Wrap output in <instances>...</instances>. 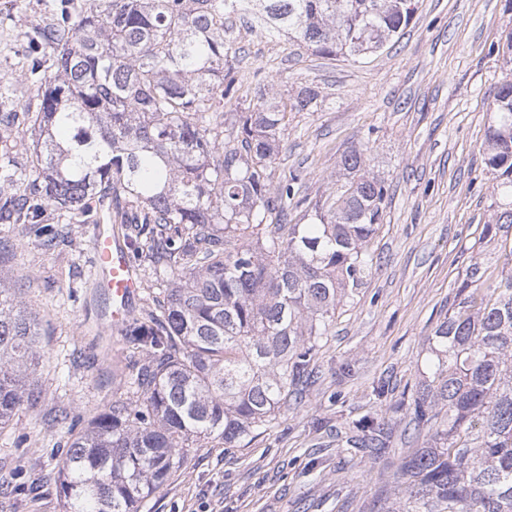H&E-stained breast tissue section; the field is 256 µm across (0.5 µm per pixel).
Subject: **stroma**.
Wrapping results in <instances>:
<instances>
[{
    "instance_id": "stroma-1",
    "label": "stroma",
    "mask_w": 512,
    "mask_h": 512,
    "mask_svg": "<svg viewBox=\"0 0 512 512\" xmlns=\"http://www.w3.org/2000/svg\"><path fill=\"white\" fill-rule=\"evenodd\" d=\"M41 0H0V75L18 77V35ZM512 30V0H418L400 39L353 61L270 39L243 20L226 34L237 51L239 100L295 93L312 85L321 103L288 115L286 145L273 182L291 170L298 197L330 187L351 147L367 150L388 190L369 250L371 270L315 357L316 382L300 404L237 448L191 449L139 512H373L384 484L424 434L405 438V408L431 373L428 342L453 309L472 264L489 279L512 268L499 240L482 236L495 213V179L484 164V133L497 86L512 79L497 46ZM63 245L47 251L17 224H0V276L45 331L34 401L0 431V512H62L55 485L59 450L72 423L111 403L134 355L101 317L93 281V222L67 224ZM383 404L371 401L378 383ZM393 426L388 453L349 467L347 425L367 412Z\"/></svg>"
}]
</instances>
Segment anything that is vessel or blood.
<instances>
[{"label": "vessel or blood", "instance_id": "1", "mask_svg": "<svg viewBox=\"0 0 512 512\" xmlns=\"http://www.w3.org/2000/svg\"><path fill=\"white\" fill-rule=\"evenodd\" d=\"M94 251L95 274L112 301L108 320L112 328L118 330L127 323L144 283L131 262L127 246L107 229H98Z\"/></svg>", "mask_w": 512, "mask_h": 512}]
</instances>
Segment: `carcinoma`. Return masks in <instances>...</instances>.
<instances>
[{
    "instance_id": "obj_1",
    "label": "carcinoma",
    "mask_w": 512,
    "mask_h": 512,
    "mask_svg": "<svg viewBox=\"0 0 512 512\" xmlns=\"http://www.w3.org/2000/svg\"><path fill=\"white\" fill-rule=\"evenodd\" d=\"M416 12L417 0H60L20 32L28 100L18 109L0 91V139L27 128L34 151L0 160V224L46 250L64 240L63 217L128 224L133 263L159 290L146 320L121 329L138 355L123 396L59 460L63 512H137L189 449L236 448L276 423L373 265L387 189L360 148L300 223H283L301 175L274 188L268 170L287 113L315 111L320 93L240 107L224 19L245 14L271 37L357 60ZM492 112L484 162L503 206L487 235L512 229L511 79ZM482 278L469 268L430 338L432 380L408 407L427 446L403 458L379 512H512V271ZM38 336L0 276V429L31 395ZM348 433L347 446L377 458L393 431L369 412Z\"/></svg>"
}]
</instances>
